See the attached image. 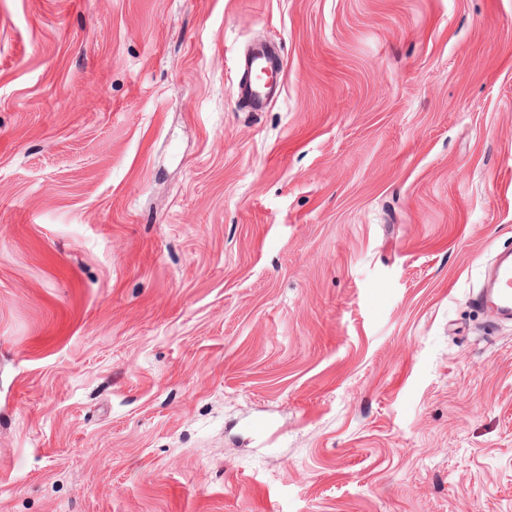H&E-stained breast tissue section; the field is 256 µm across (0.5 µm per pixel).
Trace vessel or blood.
Listing matches in <instances>:
<instances>
[{
    "label": "vessel or blood",
    "instance_id": "obj_1",
    "mask_svg": "<svg viewBox=\"0 0 512 512\" xmlns=\"http://www.w3.org/2000/svg\"><path fill=\"white\" fill-rule=\"evenodd\" d=\"M243 70L238 98L241 106L262 110L281 91L280 60L260 49L250 50L240 61ZM481 306L501 318L512 319V252L499 254L492 269L490 285L479 296Z\"/></svg>",
    "mask_w": 512,
    "mask_h": 512
}]
</instances>
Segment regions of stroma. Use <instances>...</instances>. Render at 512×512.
I'll use <instances>...</instances> for the list:
<instances>
[{
  "instance_id": "obj_1",
  "label": "stroma",
  "mask_w": 512,
  "mask_h": 512,
  "mask_svg": "<svg viewBox=\"0 0 512 512\" xmlns=\"http://www.w3.org/2000/svg\"><path fill=\"white\" fill-rule=\"evenodd\" d=\"M505 248L512 0H0V512H512ZM239 68H243L238 93L241 106L260 111L280 94L282 66L276 56L252 49L241 59ZM478 303L503 319H512V252L503 251L493 266L489 288Z\"/></svg>"
}]
</instances>
